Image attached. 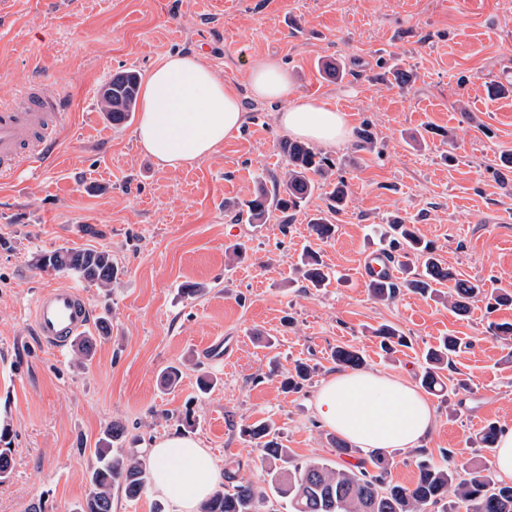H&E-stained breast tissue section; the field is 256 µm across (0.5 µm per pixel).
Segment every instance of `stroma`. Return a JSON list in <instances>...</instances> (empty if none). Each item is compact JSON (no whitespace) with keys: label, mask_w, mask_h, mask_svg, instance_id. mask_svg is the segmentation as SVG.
<instances>
[{"label":"stroma","mask_w":512,"mask_h":512,"mask_svg":"<svg viewBox=\"0 0 512 512\" xmlns=\"http://www.w3.org/2000/svg\"><path fill=\"white\" fill-rule=\"evenodd\" d=\"M196 52L244 103L239 134L209 158L162 168L137 144L135 123L103 115L98 91L113 74L147 75L167 54ZM278 59L293 97L336 105L354 130L327 150L333 173L304 208L273 209L266 223L240 216L258 182L282 179L286 135L279 106L253 99L249 68ZM341 65L327 77L323 63ZM399 64L405 84L388 72ZM512 0H0V102L36 83L66 114L55 156L40 169L0 177V422L10 428L13 469L0 482V512H74L89 492L94 448L112 423L118 445L144 452L154 438L191 433L237 481L267 487L260 452L240 433L274 423L289 450L281 472L342 462L312 400L335 372L336 346L365 368L418 382L423 356L446 336L462 343L447 375L458 386L432 397L435 427L423 448L386 452L389 478L413 484L420 458L467 470L494 454L475 438L490 422L512 425V339L493 324L512 306L463 316L448 302L407 290L375 300L362 274L382 251L377 232L415 225L442 266L485 289L512 290ZM344 182L335 235L311 236ZM61 248H104L121 274L111 288L39 264ZM332 276L312 287L297 272L305 251ZM79 284L97 337L82 359L35 336L31 305L50 281ZM112 330L98 338L101 319ZM387 324L410 347L387 356L374 329ZM310 382L287 392L297 364ZM183 371L167 387L169 366ZM214 386L196 387L199 375Z\"/></svg>","instance_id":"obj_1"}]
</instances>
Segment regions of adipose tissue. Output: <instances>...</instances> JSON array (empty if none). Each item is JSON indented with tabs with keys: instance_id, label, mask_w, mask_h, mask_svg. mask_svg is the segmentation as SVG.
Listing matches in <instances>:
<instances>
[{
	"instance_id": "adipose-tissue-1",
	"label": "adipose tissue",
	"mask_w": 512,
	"mask_h": 512,
	"mask_svg": "<svg viewBox=\"0 0 512 512\" xmlns=\"http://www.w3.org/2000/svg\"><path fill=\"white\" fill-rule=\"evenodd\" d=\"M251 93L280 101L277 124L289 135L332 148L348 141L352 128L344 112L316 101L291 99V82L277 60L250 69ZM245 122L242 99L195 53L167 54L141 89L137 140L164 168L194 165L211 156ZM315 415L365 454L419 448L430 434L434 409L411 382L373 370L331 373L316 392ZM153 485L176 512H201L222 484L223 469L200 441L169 435L151 443Z\"/></svg>"
}]
</instances>
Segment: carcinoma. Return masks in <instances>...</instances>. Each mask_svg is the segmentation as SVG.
I'll return each instance as SVG.
<instances>
[{"mask_svg":"<svg viewBox=\"0 0 512 512\" xmlns=\"http://www.w3.org/2000/svg\"><path fill=\"white\" fill-rule=\"evenodd\" d=\"M106 86L107 92L99 93L100 110L115 125L127 122L137 104L139 74L123 71L112 76ZM282 150L288 168L282 180L270 189L260 185L255 198L248 201L251 224L265 223L271 206L283 212L301 207L315 190L309 174L324 175L330 169L328 158L319 156L306 144L286 141ZM308 224L320 240L331 238L335 232V225L320 214L312 216ZM382 240L387 242L388 255L403 271V278L400 282L386 284L371 282L376 298L390 300L402 288L425 292L452 281V306L457 313L465 314L470 303L481 295L479 284L455 278L437 261L430 244L417 235L413 225L395 220L387 225ZM43 267L72 272L101 288L112 287L119 274L112 254L104 249H59L43 257ZM299 272L315 288L323 287L328 281V275L313 254L307 256ZM376 336L380 338V348L387 354L396 352L399 346H408L406 337L389 326L379 328ZM457 350L458 341L453 336L429 350L428 367L421 377L425 388L449 390L443 372L448 370ZM332 359L344 368L363 365L359 353L348 347H336ZM241 432L262 452L270 475V491L258 489L251 483L236 484L230 490L223 487L204 503L201 512H260L270 492L287 499L293 512H431L438 506L442 507L441 512H448L445 500L450 489L465 512H512V486L496 483L485 467L470 469L469 478L459 481L453 469L423 462L415 485L404 487L387 481L385 459L377 454L369 463L361 460L345 468L332 467L322 461L297 464L283 480L277 462L288 458V449L277 441L274 428L267 423L251 424ZM123 435L124 428L118 423L104 430L95 448L98 465L89 476L90 491L76 512H112V487L116 485L131 502L144 494L149 483V466L135 452L113 447V442Z\"/></svg>","mask_w":512,"mask_h":512,"instance_id":"carcinoma-1","label":"carcinoma"}]
</instances>
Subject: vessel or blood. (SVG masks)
Here are the masks:
<instances>
[{
	"label": "vessel or blood",
	"mask_w": 512,
	"mask_h": 512,
	"mask_svg": "<svg viewBox=\"0 0 512 512\" xmlns=\"http://www.w3.org/2000/svg\"><path fill=\"white\" fill-rule=\"evenodd\" d=\"M56 104L46 99L38 85L24 86L15 102L0 105V175L16 173L40 163L55 143V130L64 121ZM371 278L395 276L383 253L371 255L364 266ZM34 329L42 342L60 351L90 322V309L80 287L56 285L43 289L32 307Z\"/></svg>",
	"instance_id": "vessel-or-blood-1"
}]
</instances>
